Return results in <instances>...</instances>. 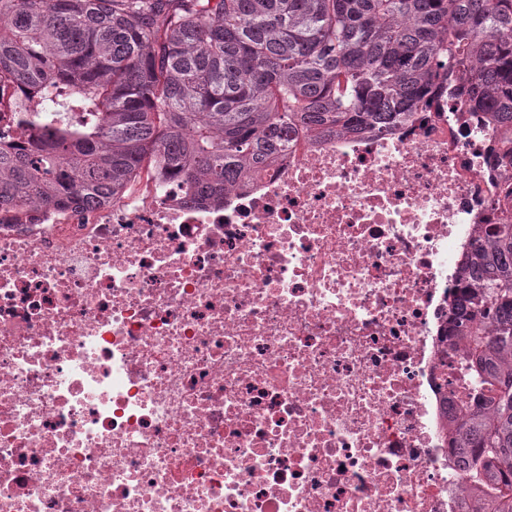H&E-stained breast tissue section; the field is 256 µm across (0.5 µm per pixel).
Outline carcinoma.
I'll return each instance as SVG.
<instances>
[{
  "instance_id": "carcinoma-1",
  "label": "carcinoma",
  "mask_w": 512,
  "mask_h": 512,
  "mask_svg": "<svg viewBox=\"0 0 512 512\" xmlns=\"http://www.w3.org/2000/svg\"><path fill=\"white\" fill-rule=\"evenodd\" d=\"M56 110L0 145V207L104 203L159 161L201 197L296 136L388 125L447 84L501 127L512 167V0H0V78ZM448 346L466 397L451 448L512 512V223L481 224Z\"/></svg>"
}]
</instances>
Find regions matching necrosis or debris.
I'll return each instance as SVG.
<instances>
[{
  "mask_svg": "<svg viewBox=\"0 0 512 512\" xmlns=\"http://www.w3.org/2000/svg\"><path fill=\"white\" fill-rule=\"evenodd\" d=\"M447 90L192 197L0 208V512H467L449 303L512 222Z\"/></svg>",
  "mask_w": 512,
  "mask_h": 512,
  "instance_id": "obj_1",
  "label": "necrosis or debris"
}]
</instances>
